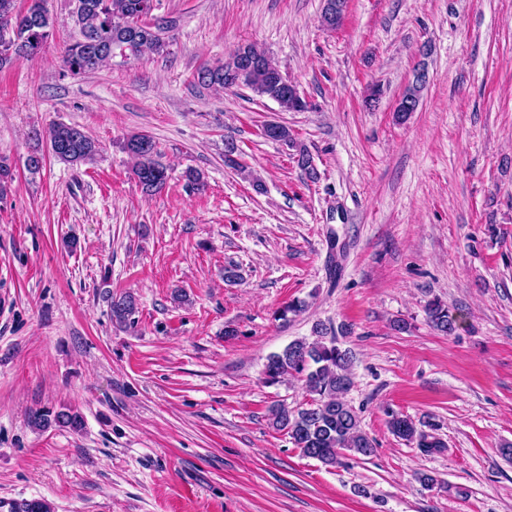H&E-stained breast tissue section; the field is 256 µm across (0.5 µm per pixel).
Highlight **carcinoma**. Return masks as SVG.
I'll return each mask as SVG.
<instances>
[{"label":"carcinoma","instance_id":"cac0c4a2","mask_svg":"<svg viewBox=\"0 0 512 512\" xmlns=\"http://www.w3.org/2000/svg\"><path fill=\"white\" fill-rule=\"evenodd\" d=\"M17 0H0V69L20 59L37 57L51 36L55 19L47 0H30L24 12L16 10ZM156 0H76L72 14L79 37L64 47L62 62L73 74L105 68L113 57H139L145 53L160 54L167 50L163 33L174 28L175 21L152 17ZM347 0H325L322 20L331 28L344 18ZM198 83L224 89L245 87L261 97L275 101L284 112H302L308 108L293 82L283 76L278 66L265 53L248 45L236 50L224 62L200 71ZM426 87L424 80H412L395 107V119L403 122L418 106ZM265 137L294 145L291 130L284 124H271ZM35 139L46 143L49 154L69 166L93 161L100 153L99 144L83 129L54 123L35 132ZM122 149L133 160V175L141 190L150 195L167 183L168 169L160 161L157 145L147 134L127 137ZM112 321L119 325L132 323L136 310L130 294L112 295L106 291ZM427 315L433 326L445 334L457 328L458 316L439 300L428 303ZM316 338L308 342H290L280 353L267 359V382L275 384L285 377L304 381L311 400L290 408L282 402L273 405L270 421L273 428L284 431L294 446L308 457L326 466L341 463L349 456L374 454L371 440L361 429L356 411L344 399L353 385L352 353L340 347L336 336L328 337L323 329L314 330ZM29 421L37 430L60 428L80 432L84 418L71 405L43 407L31 411ZM388 427L396 437L416 444L428 453L446 450L445 443L419 428L409 417L391 414Z\"/></svg>","mask_w":512,"mask_h":512}]
</instances>
